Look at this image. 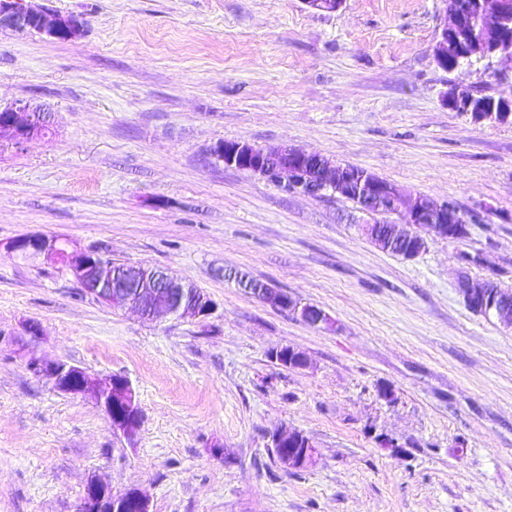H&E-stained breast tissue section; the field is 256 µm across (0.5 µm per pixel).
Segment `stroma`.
<instances>
[{
    "label": "stroma",
    "mask_w": 512,
    "mask_h": 512,
    "mask_svg": "<svg viewBox=\"0 0 512 512\" xmlns=\"http://www.w3.org/2000/svg\"><path fill=\"white\" fill-rule=\"evenodd\" d=\"M80 35L0 29V104L53 132L0 143V242L39 234L185 277L215 312L148 320L60 266L0 252V512H79L95 477L153 512H512V329L472 312L460 270L512 292V123L450 111L463 83L512 97L486 62L439 69L446 0H38ZM224 141L290 144L453 203L467 237L407 260L363 237L352 201L230 169ZM481 257L463 267L459 255ZM322 308L307 325L224 277ZM38 337L25 333L27 323ZM305 354L303 369L272 351ZM131 383L135 439L28 367ZM392 385L393 403L377 387ZM316 447L288 471L269 436ZM402 443L393 458L377 436Z\"/></svg>",
    "instance_id": "35a3bbf8"
}]
</instances>
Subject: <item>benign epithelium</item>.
<instances>
[{
  "label": "benign epithelium",
  "mask_w": 512,
  "mask_h": 512,
  "mask_svg": "<svg viewBox=\"0 0 512 512\" xmlns=\"http://www.w3.org/2000/svg\"><path fill=\"white\" fill-rule=\"evenodd\" d=\"M479 17V32L467 37L463 33L468 14L454 0L447 2L450 23L439 29L432 48L436 65L446 67L448 57L486 60L490 74L497 80L512 77V52L502 48L501 42L490 41L491 34H500L509 28L512 0H473ZM83 22L77 15H49L28 4V0H0V28L20 34L45 35L69 40L82 30ZM448 108L464 112L476 123H511L512 101L501 99L489 104H475L458 93L446 96ZM52 127L51 113L25 100L0 106V140L5 138L16 146L46 136ZM211 154L230 168L249 172L277 183L285 191L307 195H329L353 198L360 211L369 215L397 217L398 224L384 228L360 224L358 228L375 246L394 248L403 246V254L412 259L426 248L427 240L417 237L418 247L410 245V235L424 228L428 235L439 239L453 238L452 225L460 223L459 212L449 202L414 194L384 180L376 173L357 166H342L324 155L283 145L265 149L245 142L224 141L211 148ZM0 248L9 255L25 258L42 257L60 265L88 294L112 307L131 306L147 319L160 316L179 317L191 313L206 318L213 314L214 303L202 291L191 290L188 282L171 273L142 266L115 265L101 259L92 249L81 248L68 241L43 235H26ZM236 285L264 303L302 320L313 327L333 326V319L320 307L297 304L293 297L269 285L254 288L246 281ZM457 289L470 309L484 316H494L512 326V315L498 305L499 293L489 281H476L466 272L457 277ZM36 374L46 377L53 387L65 394L85 396L100 406L115 432L133 438L141 423V411L129 381L114 375L99 379L85 369L63 361L30 363ZM315 446L288 450L281 459L284 469L306 468L315 462ZM80 512H152L150 497L133 488L115 494L98 479H90L84 489Z\"/></svg>",
  "instance_id": "benign-epithelium-1"
}]
</instances>
